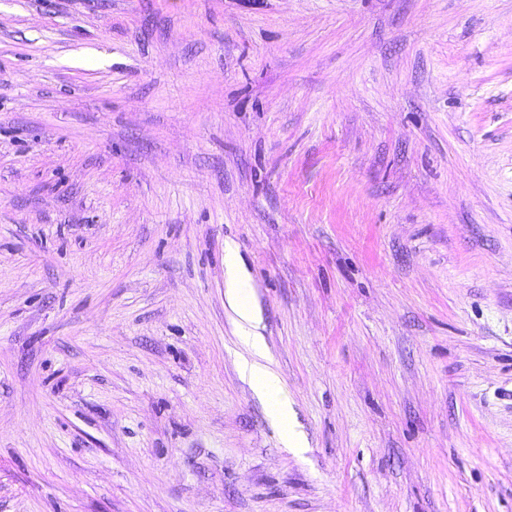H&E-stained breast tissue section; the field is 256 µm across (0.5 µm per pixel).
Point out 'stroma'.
Here are the masks:
<instances>
[{
    "mask_svg": "<svg viewBox=\"0 0 512 512\" xmlns=\"http://www.w3.org/2000/svg\"><path fill=\"white\" fill-rule=\"evenodd\" d=\"M0 512H512V0H0ZM224 262L226 302L236 317L242 342L251 349L249 355L242 359V373L259 391L266 392L273 402L270 417L283 426L284 444L302 449L303 442L288 431V400L282 395L279 375L265 353V345L258 332L260 318L247 301L250 288L237 261L236 249L231 243H226L224 247Z\"/></svg>",
    "mask_w": 512,
    "mask_h": 512,
    "instance_id": "1",
    "label": "stroma"
}]
</instances>
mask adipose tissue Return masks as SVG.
Here are the masks:
<instances>
[{
  "mask_svg": "<svg viewBox=\"0 0 512 512\" xmlns=\"http://www.w3.org/2000/svg\"><path fill=\"white\" fill-rule=\"evenodd\" d=\"M225 290L227 305L235 315L242 342L250 349L241 362V370L259 391L268 394L273 403L270 416L285 425L288 422V401L281 392V381L265 352L263 339L258 331L260 318L247 300L250 292L247 278L237 261L233 245L224 247Z\"/></svg>",
  "mask_w": 512,
  "mask_h": 512,
  "instance_id": "ef3b65f1",
  "label": "adipose tissue"
}]
</instances>
